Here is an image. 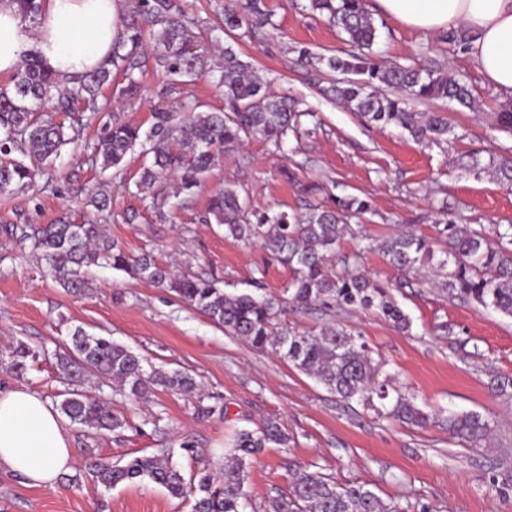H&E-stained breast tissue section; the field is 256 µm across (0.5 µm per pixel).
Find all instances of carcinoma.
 <instances>
[{
    "instance_id": "1",
    "label": "carcinoma",
    "mask_w": 512,
    "mask_h": 512,
    "mask_svg": "<svg viewBox=\"0 0 512 512\" xmlns=\"http://www.w3.org/2000/svg\"><path fill=\"white\" fill-rule=\"evenodd\" d=\"M13 2L26 21L39 24L40 0ZM123 2L122 31L113 42L112 56L102 65L63 86L38 57L26 54L11 79L12 90L0 88L1 195L29 188L35 167L56 159L64 146L77 143L86 126L85 113L107 110L108 99L102 90L118 76L123 81L120 94L129 99L141 96L148 71H161L165 77L157 92L163 104L152 113L149 128L115 121L96 147L105 168L119 166L138 145L153 154L151 164L138 172L134 187L160 222L183 207L181 202H170L161 180L173 178L179 192L190 194L212 171L217 153L259 137L277 155L289 134L299 130L302 118L314 116L300 108L296 97L271 93L268 82L236 50L243 36L276 28L266 0H230L224 5L218 26L224 33V47L217 63L207 47L209 32L192 31L196 21L191 17V0ZM308 8L339 28L349 49L327 55L296 44L292 52L327 76V84L317 86L320 96L342 103L364 123L394 126L419 144L441 146L453 133L448 118L437 112H418L414 104L447 99L473 111L478 107L469 84L460 76L452 78L439 67L381 62L373 51L378 27L364 0H308ZM216 72L217 85L223 89V108L214 110L200 100L186 101L185 86ZM53 112L64 114L69 124L54 121ZM493 117L496 128L511 136L512 99L500 105ZM461 168L478 177L488 173L512 185V149L491 153L486 162L480 152H472ZM301 189L311 201L304 212L289 213L251 209L237 185L226 184L211 196L204 222L224 226L225 237L246 246L262 240L272 256L292 272L285 288L288 300L297 308L320 309L332 317L316 332L280 325L286 313L283 300L258 293L262 289L259 278L253 279L255 292L233 293L202 275L176 276L148 254L131 257L98 224L59 220L30 229L6 225L0 231L31 240L74 294L93 290L88 270L104 263L175 293L226 334L288 362L339 400L360 403L378 418L425 427L433 416L399 390L363 336L336 319V312L372 310L397 331L407 333L411 320L393 291L412 281L432 279L453 299L512 317V224L489 234L482 224H457L446 218L435 238L396 233L375 246L368 243L350 255H340V239L354 233L350 221L372 211L370 202L358 195L337 196L319 181L307 182ZM375 248L399 272L398 280L382 283L365 272L363 255ZM36 357V350L19 342L9 353L11 368L21 373L27 361ZM56 362L68 381L58 405L60 413L71 423L97 432H114L124 427L125 420L111 406L81 390L92 378L119 384L124 396L135 400L150 397L160 387L180 392L197 387L189 374L149 365L129 347L110 337L89 335L80 327L73 331L70 345L56 353ZM446 424L449 436L473 447L487 442L493 430L488 418L475 411L451 412ZM270 444H288V434L275 420L240 431L224 457L220 483L202 469L195 474L197 483L187 484L167 448L131 457L122 465L92 459L87 469L107 489L148 480L174 497L193 496L191 512H244L249 469ZM277 512L404 509L398 503H384L365 484L343 485L328 474L305 470L292 475Z\"/></svg>"
}]
</instances>
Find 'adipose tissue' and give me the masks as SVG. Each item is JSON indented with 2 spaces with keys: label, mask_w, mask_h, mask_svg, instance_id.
Returning <instances> with one entry per match:
<instances>
[{
  "label": "adipose tissue",
  "mask_w": 512,
  "mask_h": 512,
  "mask_svg": "<svg viewBox=\"0 0 512 512\" xmlns=\"http://www.w3.org/2000/svg\"><path fill=\"white\" fill-rule=\"evenodd\" d=\"M381 13L435 34L465 28L469 54L486 83L512 95V0H376ZM122 0H43L41 22L29 26L13 0H0V78L32 52L67 81L112 53L121 30ZM72 467L68 434L58 410L26 386L0 389V469L29 485L55 488Z\"/></svg>",
  "instance_id": "1"
}]
</instances>
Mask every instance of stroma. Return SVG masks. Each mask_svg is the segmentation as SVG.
<instances>
[{"label":"stroma","mask_w":512,"mask_h":512,"mask_svg":"<svg viewBox=\"0 0 512 512\" xmlns=\"http://www.w3.org/2000/svg\"><path fill=\"white\" fill-rule=\"evenodd\" d=\"M296 2L267 0L281 37L247 38L239 49L242 60L272 80L277 93L296 94L317 112L321 127L295 157L303 176L336 181L337 194H357L372 205L360 221L362 238L341 239L339 254L354 253L363 238L376 242L404 229L436 236L444 200L459 222L488 228L512 224V187L466 174L459 166L469 152L512 147V136L491 124L489 114L498 101L469 55L377 13L376 0H365L380 24L374 50L383 61L421 66L439 61L465 76L482 103L478 114L441 100L426 104V111L447 114L458 138L425 147L400 129L365 125L354 112L317 95L306 67L285 53V46L341 51L347 44L336 28L298 9ZM161 80V75L148 74L147 90L136 100L107 91L111 106L85 127L82 148L65 146L51 166L37 170L32 189L0 195V225L41 226L62 216L87 222L93 214L85 194L95 187L112 197V214L103 221L107 234L130 255L151 252L176 273H204L229 290H246L259 276L267 293L281 294L291 278L287 267L273 261L261 244L243 246L225 238L223 226L199 218L222 182L242 185L256 208L299 209L298 187L280 172L284 155L269 153L259 139L222 153L188 207L164 224L129 184L146 156L134 152L122 169H103L93 150L98 135L116 119L149 125L158 102L154 88ZM90 274L97 282L95 293L70 294L30 241L0 234V388L23 385L59 403L67 382L54 352L80 326L112 337L155 366L188 372L198 391L159 390L143 403L116 392L112 383L87 382L85 391L109 402L124 415L126 426L95 434L67 425L74 465L70 479L56 489L29 486L1 469L0 512H190L188 500L147 481L104 489L87 474L88 457L116 463L169 448L184 476L202 468L217 476L235 432L269 418L284 426L289 442L265 448L251 467L247 512H273L298 469L328 474L341 484H367L384 502L399 503L406 512L426 506L432 512H512V390L504 395L496 390L498 381L512 379V318L417 283L396 294L412 320L409 334L395 331L370 311L344 317L421 408L477 411L490 420V442L471 448L451 438L442 425L421 429L379 420L361 405L340 402L313 379L225 334L146 280L106 265L91 267ZM21 341L38 349L39 357L19 375L4 354ZM202 405L213 407V414H199Z\"/></svg>","instance_id":"1"}]
</instances>
